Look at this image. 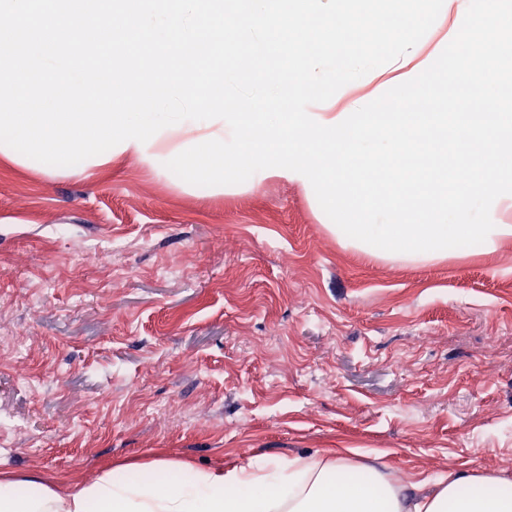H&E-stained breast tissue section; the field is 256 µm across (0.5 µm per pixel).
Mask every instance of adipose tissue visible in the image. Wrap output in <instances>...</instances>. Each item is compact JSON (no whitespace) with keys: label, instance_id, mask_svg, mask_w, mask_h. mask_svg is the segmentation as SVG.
I'll list each match as a JSON object with an SVG mask.
<instances>
[{"label":"adipose tissue","instance_id":"obj_1","mask_svg":"<svg viewBox=\"0 0 512 512\" xmlns=\"http://www.w3.org/2000/svg\"><path fill=\"white\" fill-rule=\"evenodd\" d=\"M0 512H512V481L452 471L406 482L377 455H260L226 469L157 458L90 484L2 470Z\"/></svg>","mask_w":512,"mask_h":512}]
</instances>
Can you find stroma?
<instances>
[{
	"label": "stroma",
	"mask_w": 512,
	"mask_h": 512,
	"mask_svg": "<svg viewBox=\"0 0 512 512\" xmlns=\"http://www.w3.org/2000/svg\"><path fill=\"white\" fill-rule=\"evenodd\" d=\"M351 448L512 479V244L343 249L298 183L185 192L153 159L0 163V469L85 482ZM325 228L329 231V233L336 238V241L339 243V235L337 233H335L334 231L332 232L331 230H329L328 227H326V225L324 224ZM348 243H350L349 241H345L344 243H342L340 241V245L345 248V249H350V250H353L359 254H362L364 256H367V257H371V258H376V259H381V260H386V261H393V262H402V263H406V264H411V265H416V266H423V265H430V264H434V263H437V262H440V261H444V260H447L448 258H454V257H463V256H466L468 255V250H464L463 251V254H460V253H456V255H450V257H446V258H428V255H427V258H424L423 254L420 256V255H417L416 257H408L407 258H404V257H396V259L394 258H383L381 257V255L383 254H380V256H375V254L371 255V252H365L364 250H361L360 248H356L355 246L353 247L352 245H349Z\"/></svg>",
	"instance_id": "1"
}]
</instances>
